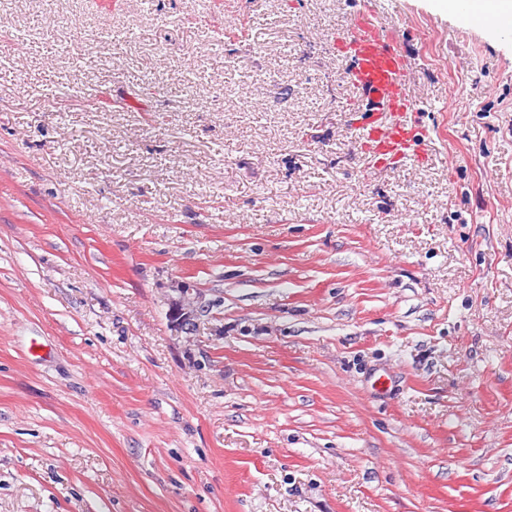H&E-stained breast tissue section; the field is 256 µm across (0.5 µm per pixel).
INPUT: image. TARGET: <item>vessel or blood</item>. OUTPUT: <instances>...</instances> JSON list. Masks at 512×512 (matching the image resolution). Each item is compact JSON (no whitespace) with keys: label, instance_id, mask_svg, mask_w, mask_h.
Listing matches in <instances>:
<instances>
[{"label":"vessel or blood","instance_id":"obj_1","mask_svg":"<svg viewBox=\"0 0 512 512\" xmlns=\"http://www.w3.org/2000/svg\"><path fill=\"white\" fill-rule=\"evenodd\" d=\"M340 44L352 58L348 79L373 111L362 137L374 157L390 164L421 153L423 143L408 120L418 102L410 62L397 39L378 23L373 8L355 15Z\"/></svg>","mask_w":512,"mask_h":512}]
</instances>
